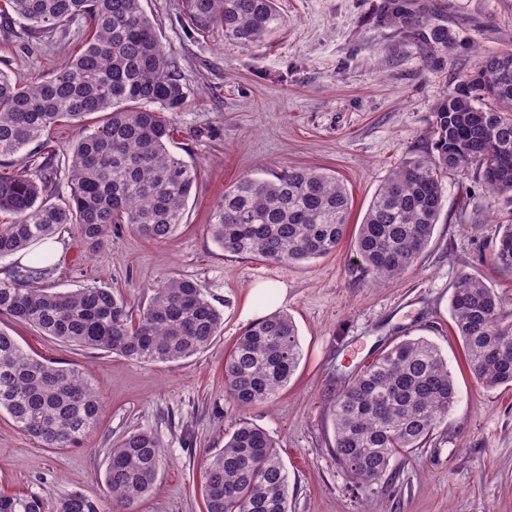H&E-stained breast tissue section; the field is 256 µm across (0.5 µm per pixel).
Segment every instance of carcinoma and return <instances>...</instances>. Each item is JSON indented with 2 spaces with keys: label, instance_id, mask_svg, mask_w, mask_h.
<instances>
[{
  "label": "carcinoma",
  "instance_id": "carcinoma-1",
  "mask_svg": "<svg viewBox=\"0 0 512 512\" xmlns=\"http://www.w3.org/2000/svg\"><path fill=\"white\" fill-rule=\"evenodd\" d=\"M200 29L261 44L283 25L277 0H183ZM11 14L38 34L88 21L82 48L50 76L23 84L0 72V259L29 253L66 225L93 250L112 227L169 240L183 223L196 168L170 149L172 115L188 88L160 42L142 0H6ZM387 18L420 25L404 0ZM62 123L82 127L59 151H47ZM433 150L395 167L358 224L354 252L361 271L379 280L408 270L429 246L443 207V177L474 172L493 211L512 214V52L492 53L463 75L434 112ZM70 195L55 201L58 175ZM352 208L334 174L291 167L271 179L242 177L224 188L207 232L224 251L292 264L335 251ZM50 258L17 264L0 278V315L63 343L120 354L138 363L190 358L220 335L224 318L193 281L168 275L150 285L138 316L111 288L58 291L46 284ZM493 262L512 271V224L502 225ZM454 332L468 369L491 390L512 386V314L478 276L463 273L450 299ZM301 353L295 322L275 311L252 323L224 359V382L241 408L274 401ZM457 398L448 360L425 337L394 344L336 393L332 410L336 461L367 490L392 463L423 447ZM44 448L79 447L97 428L102 403L85 376L25 352L0 330V412ZM164 444L148 430L127 433L110 449L104 474L112 512H131L154 488ZM205 512H289L288 474L272 437L239 423L208 458ZM0 512H101L80 491L61 498L0 494Z\"/></svg>",
  "mask_w": 512,
  "mask_h": 512
}]
</instances>
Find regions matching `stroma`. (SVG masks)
I'll list each match as a JSON object with an SVG mask.
<instances>
[{
  "mask_svg": "<svg viewBox=\"0 0 512 512\" xmlns=\"http://www.w3.org/2000/svg\"><path fill=\"white\" fill-rule=\"evenodd\" d=\"M409 2L426 28L447 27V46L388 24L385 0H278L285 24L259 47L225 39L219 26L195 28L182 0H143L189 90L170 149L197 167V189L179 230L164 242L121 225L95 252L72 228L62 229L47 282L60 291L114 289L136 312L148 301V284L174 274L203 288L224 327L190 358L138 363L0 316V329L27 353L78 370L103 402L86 445L62 450L41 447L0 413L1 493L60 497L78 490L111 512L109 450L141 429L157 433L165 448L155 489L136 512H202L205 462L247 421L280 450L291 512H512V387L476 383L450 311L455 281L470 273L512 313V272L492 260L503 217L490 213L479 179L445 177L432 241L394 279L363 277L347 240L324 258L282 265L224 252L206 230L226 186L291 166L343 180L352 195L350 222L358 224L390 171L430 152L429 130L444 93L487 54L512 51V0ZM85 30L81 20L46 35L16 19L0 22V71L24 82L49 76L81 49ZM261 282L286 286L274 307L295 321L301 360L272 404L243 409L225 388L224 357L249 325L241 312ZM407 336L438 344L457 401L427 444L400 462L396 482L364 491L336 462L333 397Z\"/></svg>",
  "mask_w": 512,
  "mask_h": 512,
  "instance_id": "obj_1",
  "label": "stroma"
}]
</instances>
